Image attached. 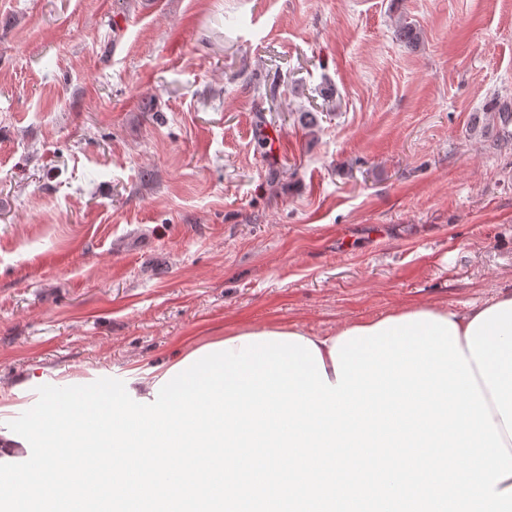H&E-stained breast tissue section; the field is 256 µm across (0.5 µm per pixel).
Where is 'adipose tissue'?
<instances>
[{
  "label": "adipose tissue",
  "instance_id": "obj_1",
  "mask_svg": "<svg viewBox=\"0 0 512 512\" xmlns=\"http://www.w3.org/2000/svg\"><path fill=\"white\" fill-rule=\"evenodd\" d=\"M408 314L443 318L457 328L467 357L507 450L512 451V294L464 311L411 306Z\"/></svg>",
  "mask_w": 512,
  "mask_h": 512
}]
</instances>
